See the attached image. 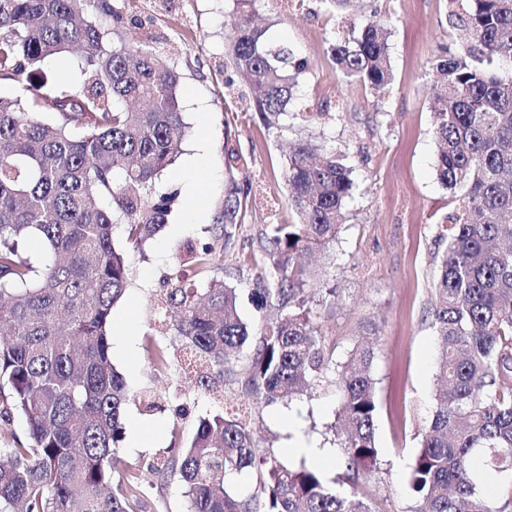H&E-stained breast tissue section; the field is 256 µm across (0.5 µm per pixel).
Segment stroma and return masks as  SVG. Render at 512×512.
Listing matches in <instances>:
<instances>
[{
    "mask_svg": "<svg viewBox=\"0 0 512 512\" xmlns=\"http://www.w3.org/2000/svg\"><path fill=\"white\" fill-rule=\"evenodd\" d=\"M234 0H130L144 19L125 26L119 39L148 43L181 75L179 100L190 129L176 162L154 184L172 197L166 226L142 249L129 250L130 282L113 309L112 364L140 399L127 405L126 437L117 474L144 488L137 512H185L177 477L158 478L153 463L186 443L200 418L232 409L240 385L227 380L217 392L198 388L181 359L178 337L159 333L155 309L164 281L200 277L189 248L219 237L228 200L238 202L235 235L219 258L220 276L237 288L240 317L260 330L278 314L257 308L255 291L269 271L264 248L271 225L294 224L283 180L290 141L309 138L341 153L354 182L334 242L306 266L308 306L333 363L375 331L372 366L377 382L378 461L357 482L376 512H413L407 476L431 416L436 380V338L429 301L440 257L439 237L453 207L435 171L432 66L442 50H456L448 23L451 0H354L336 12L327 0H258L259 22L269 36L288 42L306 63L284 128L267 127L253 110L250 91L229 61L224 21ZM391 26L395 80L375 92L336 70L329 47L348 33V19ZM169 354L155 371V348ZM337 392L323 386L290 404L251 407V426L262 451L287 459L293 440L317 448L327 480L343 476L341 448L332 430Z\"/></svg>",
    "mask_w": 512,
    "mask_h": 512,
    "instance_id": "35a3bbf8",
    "label": "stroma"
}]
</instances>
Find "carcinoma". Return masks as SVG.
Here are the masks:
<instances>
[{"mask_svg": "<svg viewBox=\"0 0 512 512\" xmlns=\"http://www.w3.org/2000/svg\"><path fill=\"white\" fill-rule=\"evenodd\" d=\"M257 0L228 16L230 57L269 127L288 115L302 63L288 44L254 24ZM449 24L461 48L433 65L436 175L458 203L442 239L430 314L438 345L433 414L408 476L416 512H512L481 493L512 475V0H453ZM111 18L103 28L91 14ZM125 0H0V81L25 96H0V421L23 420L27 441L0 448V512H135L140 494L112 483L133 394L112 364V310L129 280L127 255L166 224L170 197L153 183L186 137L179 73L159 71L152 49L116 41ZM390 29L351 26L330 46L346 77L383 90L394 80ZM80 50L81 81L47 83L45 60ZM296 224L268 237L271 271L260 298L280 316L263 325L243 369L242 393L267 404L312 394L329 353L307 307L301 259L336 239L351 196L341 155L295 141L284 167ZM235 206L222 241L189 250L206 279L170 281L160 329L181 338L200 383L233 371L228 354L251 339L236 288L217 276L233 239ZM38 241L35 262L21 244ZM373 348L360 342L335 372L334 429L345 470L376 464ZM178 475L186 512H374L356 480L337 493L321 472L259 450L241 411L199 420L175 458L154 467ZM249 470L256 493L242 499L226 476Z\"/></svg>", "mask_w": 512, "mask_h": 512, "instance_id": "carcinoma-1", "label": "carcinoma"}]
</instances>
